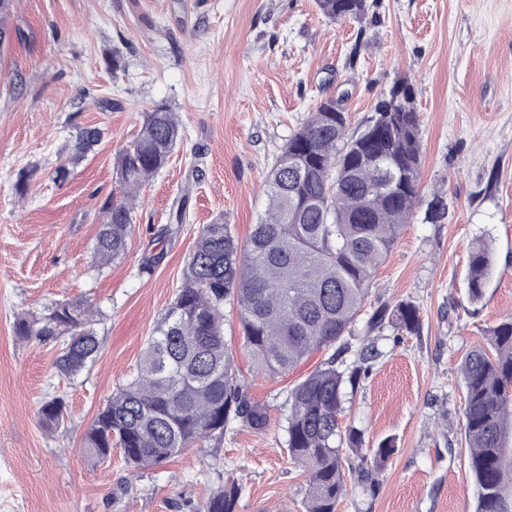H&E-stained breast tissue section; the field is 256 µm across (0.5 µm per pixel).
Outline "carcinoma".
Wrapping results in <instances>:
<instances>
[{"mask_svg":"<svg viewBox=\"0 0 512 512\" xmlns=\"http://www.w3.org/2000/svg\"><path fill=\"white\" fill-rule=\"evenodd\" d=\"M11 0H0V42L10 44ZM333 21L361 19L368 0H316ZM103 137L84 127L74 139L82 157ZM183 133L169 105L144 113L137 136L119 152L114 168L121 196L106 207L93 256L100 265L121 258L131 235L138 188L168 163ZM418 114L409 87L375 105L363 130L347 134V113L336 99L312 112L276 156L266 180L268 207L243 245L229 224H206L189 257L184 283L146 340L137 375L98 412L84 436L96 464L121 450L126 464L146 470L224 439L240 422L261 431L267 406L243 391L232 349L224 339V304L237 308L244 346L255 368L287 373L313 354L329 357L288 391L284 436L288 456L308 476L305 512H336L347 492L353 463L346 448L361 443L360 431L340 423L347 387L369 374L379 355L374 334L420 331L419 309L407 301L365 311L378 267L410 223L420 197ZM158 237L181 230L186 211ZM492 264L483 245L468 263V295L484 299ZM70 336L57 359L61 373L79 375L99 350L89 310L72 301L48 313L18 319L22 338ZM490 357L479 347L461 364L463 427L469 471L477 488L476 512H512V466L505 448L512 439V320L487 331ZM354 352L349 363L346 354ZM48 427L61 425L68 407L60 395L39 407ZM240 487L222 482L194 512H236Z\"/></svg>","mask_w":512,"mask_h":512,"instance_id":"obj_1","label":"carcinoma"}]
</instances>
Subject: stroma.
I'll return each mask as SVG.
<instances>
[{"mask_svg": "<svg viewBox=\"0 0 512 512\" xmlns=\"http://www.w3.org/2000/svg\"><path fill=\"white\" fill-rule=\"evenodd\" d=\"M9 21L20 36L0 55V512H193L225 477L241 488L236 512H304L306 478L282 431L295 376L254 371L232 310L224 334L248 397L268 408L265 431L237 422L221 443L142 471L117 449L93 464L80 446L136 375L203 225L230 224L246 241L267 207V172L320 100L342 99L353 134L401 83L420 120V202L367 305L412 302L421 329L397 342L379 334L380 357L346 396L371 478L349 482L336 512H475L460 365L512 317V0H372L362 20L336 22L314 0H14ZM161 101L185 137L141 186L122 258L95 266L104 207L118 195L115 153ZM87 126L105 136L73 159ZM437 196L447 213L432 223ZM180 204V233L158 239ZM480 240L494 269L474 304L464 274ZM149 252L160 260L144 273ZM63 299L95 308L100 342L71 379L57 369L65 336L15 333L21 313ZM50 393L69 415L49 430L38 409ZM387 437L396 451L373 469Z\"/></svg>", "mask_w": 512, "mask_h": 512, "instance_id": "stroma-1", "label": "stroma"}]
</instances>
